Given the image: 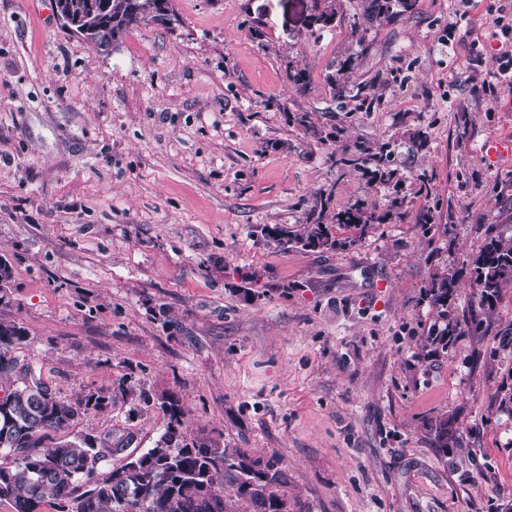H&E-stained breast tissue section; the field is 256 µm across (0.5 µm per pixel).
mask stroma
<instances>
[{
	"label": "stroma",
	"instance_id": "35a3bbf8",
	"mask_svg": "<svg viewBox=\"0 0 512 512\" xmlns=\"http://www.w3.org/2000/svg\"><path fill=\"white\" fill-rule=\"evenodd\" d=\"M324 5L170 0L176 23L104 51L63 27L54 0H0V318L25 329L15 354L57 395H172L188 432L277 458L291 512H512L499 394L512 347L497 336L512 287L486 335L463 324L478 309L469 257L488 225L512 236V157L481 152L512 138V87L478 92L512 57V0H417L358 30L357 0H340L334 27L312 33ZM350 56L382 111L333 98L328 78ZM292 65L307 86L289 84ZM303 112L350 141L392 142L401 189L333 165L339 143L307 135L292 120ZM321 189L389 219L337 227L333 250L261 236L299 223ZM443 271L460 327L435 356L425 292ZM442 416L457 440L444 458L430 431ZM166 423L118 398L69 432L126 436L138 454Z\"/></svg>",
	"mask_w": 512,
	"mask_h": 512
}]
</instances>
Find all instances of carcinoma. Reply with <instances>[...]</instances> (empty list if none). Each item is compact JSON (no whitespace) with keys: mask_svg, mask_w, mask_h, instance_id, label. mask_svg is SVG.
<instances>
[{"mask_svg":"<svg viewBox=\"0 0 512 512\" xmlns=\"http://www.w3.org/2000/svg\"><path fill=\"white\" fill-rule=\"evenodd\" d=\"M159 0H56L58 12L80 22L79 35L86 42L107 50L124 34L150 20L166 22L158 15ZM310 21L315 31L333 27L336 0ZM417 0H363L362 22L390 21L413 10ZM333 97L348 112H373L381 100L364 93L365 84L330 78ZM390 144L374 152L366 145L344 148L334 163L361 173L370 180L388 182ZM388 215L369 211L359 203L336 207L334 196L316 193L315 204L305 212L298 231L274 225L262 233L285 247L334 249L340 245L331 233L335 224L363 231L383 224ZM468 265L479 292V306L494 307L503 288L512 283V237L491 230L484 245L470 256ZM457 280L444 274L426 291L437 315L448 318V303L454 299ZM27 340L25 330L0 319V378L10 386L0 396V450L13 456L12 464L0 465V501L13 512H41L50 502L55 512H289L288 497L278 492L282 474L274 459L266 462L224 448L214 439L194 438L185 432V411L173 396L161 397L158 408L168 416L164 432L153 447L139 455L125 454L124 440L112 434H75L45 446L50 433L65 430L81 414L98 411L112 397L89 391L71 402L56 395L35 377L31 368L17 371L14 351ZM433 447L448 455V420L434 424ZM125 462L107 466L114 455ZM230 487L241 506L224 496Z\"/></svg>","mask_w":512,"mask_h":512,"instance_id":"obj_1","label":"carcinoma"}]
</instances>
